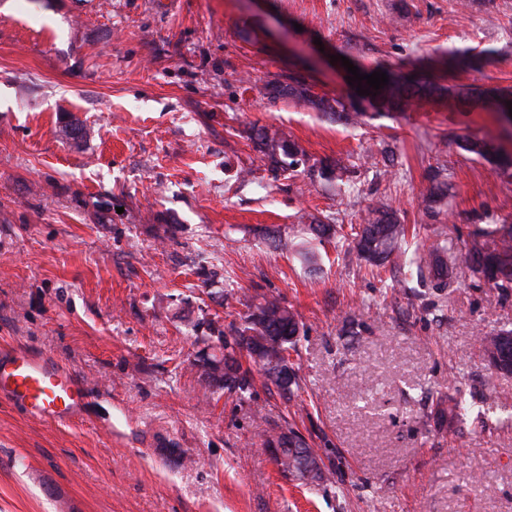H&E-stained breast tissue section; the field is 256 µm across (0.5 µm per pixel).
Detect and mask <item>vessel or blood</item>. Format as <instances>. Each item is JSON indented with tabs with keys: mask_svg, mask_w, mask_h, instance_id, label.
Here are the masks:
<instances>
[{
	"mask_svg": "<svg viewBox=\"0 0 512 512\" xmlns=\"http://www.w3.org/2000/svg\"><path fill=\"white\" fill-rule=\"evenodd\" d=\"M83 393L82 378L58 363L23 348L0 353V399L40 422L72 423L81 410Z\"/></svg>",
	"mask_w": 512,
	"mask_h": 512,
	"instance_id": "obj_1",
	"label": "vessel or blood"
}]
</instances>
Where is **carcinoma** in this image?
I'll return each mask as SVG.
<instances>
[{"instance_id": "carcinoma-1", "label": "carcinoma", "mask_w": 512, "mask_h": 512, "mask_svg": "<svg viewBox=\"0 0 512 512\" xmlns=\"http://www.w3.org/2000/svg\"><path fill=\"white\" fill-rule=\"evenodd\" d=\"M386 73L388 85L368 95L372 112L358 110L352 100L358 97L354 92L336 99L315 98L305 83L291 79L286 85H272L269 93L274 98L302 101L321 112H329L348 123L358 124L364 119L390 112H404L413 101L431 94V84L419 79H405L390 69L378 65L369 69ZM258 145L283 170L299 163L302 149L284 132L269 133L261 128L255 132ZM460 147L496 166H507L512 162L500 155L498 148L484 140L465 139ZM317 177L333 182L342 179V168L332 162H323L317 169ZM447 184L436 183L422 200L423 210L432 217L439 214L437 205L445 195ZM408 228L402 224L396 212L385 204L368 209L363 224L357 233L354 248L359 260L370 267H379L392 256H401ZM466 261L474 271L483 276L489 285L501 291L512 288V225L480 227L470 241L464 244ZM409 272L422 283L430 282L437 288L448 286V279L454 274V263L448 258V242L438 236L431 244L414 251L405 259ZM299 332L296 314L277 298L265 299L245 315L241 323L232 324L219 336L221 356L202 359L204 377L210 387L228 394L242 397L250 390L248 372L241 370L239 357L242 354L257 364L263 374L278 389L288 394V399H299L300 384L289 363V349ZM480 346L484 357L496 370L512 373V330L500 329L480 334ZM470 407L462 400L448 407L438 409L440 418L452 426L466 415Z\"/></svg>"}]
</instances>
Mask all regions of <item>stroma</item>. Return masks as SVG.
<instances>
[{
	"label": "stroma",
	"instance_id": "35a3bbf8",
	"mask_svg": "<svg viewBox=\"0 0 512 512\" xmlns=\"http://www.w3.org/2000/svg\"><path fill=\"white\" fill-rule=\"evenodd\" d=\"M345 58L431 68L446 92L359 125L264 94L293 76L336 97ZM459 87L512 90V0H0V349L85 382L70 426L0 399V512H512V374L478 343L512 329V292L461 258L432 288L353 253L380 202L409 252L512 225V169L460 147L512 153V124ZM260 127L299 144L296 168L271 170ZM322 160L341 181L310 177ZM331 219L310 271L302 223ZM272 296L298 315L299 407L259 378L212 389L199 364ZM441 395L473 410L457 431ZM287 426L326 483L279 471L267 440ZM460 147L469 153L476 155L479 159L496 166H508L510 161L508 158L500 156L498 148L484 140L465 139Z\"/></svg>",
	"mask_w": 512,
	"mask_h": 512
}]
</instances>
